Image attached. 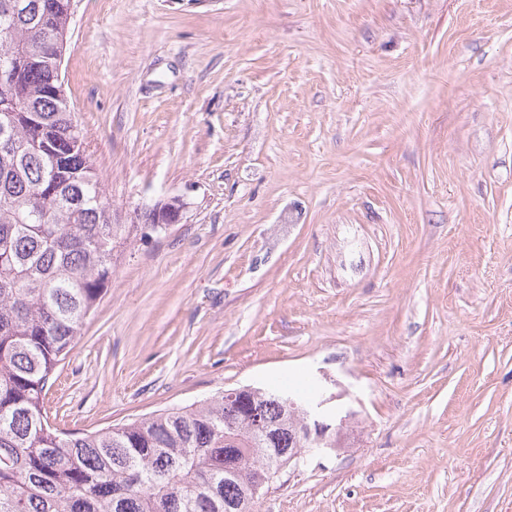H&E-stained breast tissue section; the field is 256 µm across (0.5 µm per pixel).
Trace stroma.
Masks as SVG:
<instances>
[{
	"instance_id": "stroma-1",
	"label": "stroma",
	"mask_w": 512,
	"mask_h": 512,
	"mask_svg": "<svg viewBox=\"0 0 512 512\" xmlns=\"http://www.w3.org/2000/svg\"><path fill=\"white\" fill-rule=\"evenodd\" d=\"M61 74L127 230L54 426L327 376L255 512H512V0H75ZM185 203L177 197H173L164 202H157L153 205H144L139 211H145L150 216L149 221H154V224H147L146 219H142L136 211L135 219L140 222L141 231L148 230L151 233H159L164 231L167 227L164 225L175 224L180 220ZM164 224V225H162Z\"/></svg>"
}]
</instances>
